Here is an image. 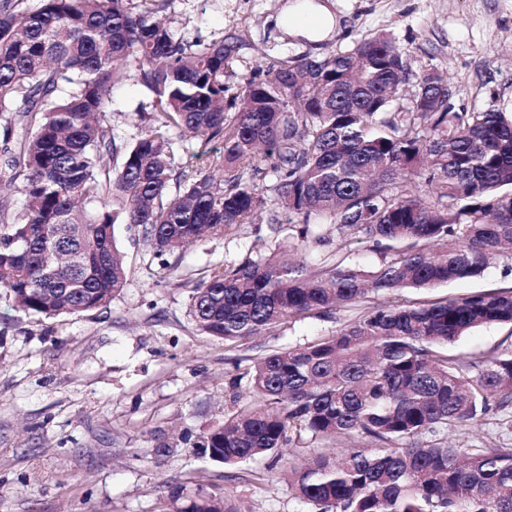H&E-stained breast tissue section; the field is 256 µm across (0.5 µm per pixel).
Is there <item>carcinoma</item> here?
Masks as SVG:
<instances>
[{
  "label": "carcinoma",
  "instance_id": "carcinoma-1",
  "mask_svg": "<svg viewBox=\"0 0 512 512\" xmlns=\"http://www.w3.org/2000/svg\"><path fill=\"white\" fill-rule=\"evenodd\" d=\"M236 45L200 50L133 0H0V114L17 132L25 205L0 228V288L26 314L91 315L126 285L118 217L161 266L203 233L224 236L266 204L288 213L296 242L277 259L217 265L191 288L204 335L235 344L289 319L322 317L371 293L430 290L481 277L512 255V117L451 103L436 68L412 74L386 35L322 59L292 57L240 77ZM133 63L157 95L147 130L118 167L100 115ZM414 80L409 102L392 108ZM220 145V176L174 165L172 132ZM176 184L179 194L167 193ZM84 200L101 208L89 217ZM359 232L393 258L373 270L337 258L314 274L297 259L314 227ZM512 324V289L372 307L336 334L257 360L247 405L187 444L219 466L281 465L288 433L357 435L371 444L316 452L288 471L307 512H512V447L465 448L426 436L512 404V349L473 364L448 345ZM165 512H239L230 500L176 491Z\"/></svg>",
  "mask_w": 512,
  "mask_h": 512
}]
</instances>
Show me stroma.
<instances>
[{
    "label": "stroma",
    "instance_id": "stroma-1",
    "mask_svg": "<svg viewBox=\"0 0 512 512\" xmlns=\"http://www.w3.org/2000/svg\"><path fill=\"white\" fill-rule=\"evenodd\" d=\"M288 0H166L157 17L175 38L207 47L233 37L239 49L224 76L242 75L290 57L323 58L375 34L391 36L414 72L448 76L455 105L512 115V0H330L341 28L314 43L288 35L278 19ZM104 115L117 145L147 129L143 113L157 96L135 65L112 84ZM278 225H270V217ZM260 225L206 237L168 255L161 267L134 227L117 221L127 284L104 310L51 318L16 310L0 290V512H160L173 489L204 490L235 500L245 512H305L279 476L253 462L224 468L197 449L160 453L158 438L199 436L255 403L247 368L270 352L330 336L364 306L289 320L228 345L202 335L189 315L190 291L216 265L261 261L293 243L286 213L266 204ZM512 287V258L483 277L429 291L412 302ZM512 346V326L474 330L449 351L479 363Z\"/></svg>",
    "mask_w": 512,
    "mask_h": 512
}]
</instances>
